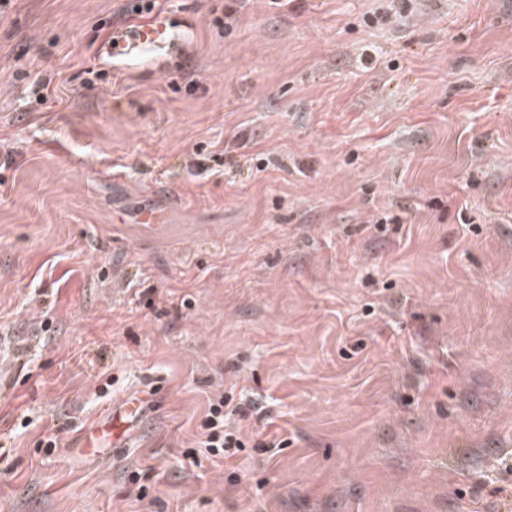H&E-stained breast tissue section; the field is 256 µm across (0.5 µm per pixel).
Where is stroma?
<instances>
[{
    "label": "stroma",
    "instance_id": "stroma-1",
    "mask_svg": "<svg viewBox=\"0 0 512 512\" xmlns=\"http://www.w3.org/2000/svg\"><path fill=\"white\" fill-rule=\"evenodd\" d=\"M389 2L0 6V512H512V0ZM176 29L175 22L166 17L138 20L112 32L102 44V53L112 63L126 58L134 49H161L174 42ZM226 408L227 411H225ZM230 415L245 418L247 410L243 407L230 408L224 396H219L209 403L207 418L203 422L201 444L212 457L227 459L237 451L246 448L239 430L232 432L224 428V421ZM116 424L121 425L117 418H114L112 419L111 423H108L99 428L94 434V437L86 441L83 448H87L90 452H92L95 450V448H105L109 446L111 441L115 446V441L121 437L123 432V430L118 431L115 428Z\"/></svg>",
    "mask_w": 512,
    "mask_h": 512
}]
</instances>
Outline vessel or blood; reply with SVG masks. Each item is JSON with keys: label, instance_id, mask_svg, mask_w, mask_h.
<instances>
[{"label": "vessel or blood", "instance_id": "obj_1", "mask_svg": "<svg viewBox=\"0 0 512 512\" xmlns=\"http://www.w3.org/2000/svg\"><path fill=\"white\" fill-rule=\"evenodd\" d=\"M176 29L175 22L166 17L132 22L103 42V54L112 61L126 58L135 49L163 48L173 42Z\"/></svg>", "mask_w": 512, "mask_h": 512}]
</instances>
